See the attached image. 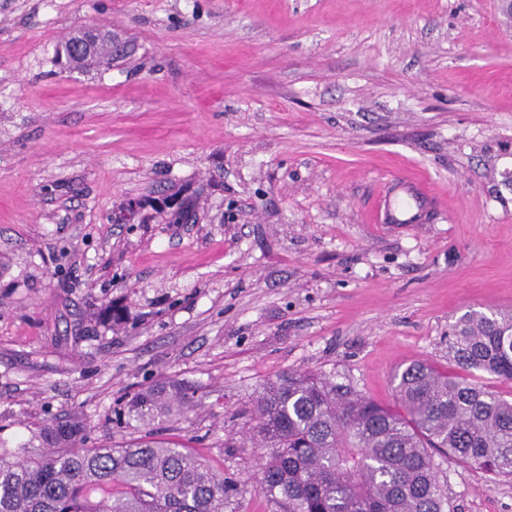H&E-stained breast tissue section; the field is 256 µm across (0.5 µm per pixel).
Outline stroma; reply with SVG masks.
Masks as SVG:
<instances>
[{
	"label": "stroma",
	"mask_w": 512,
	"mask_h": 512,
	"mask_svg": "<svg viewBox=\"0 0 512 512\" xmlns=\"http://www.w3.org/2000/svg\"><path fill=\"white\" fill-rule=\"evenodd\" d=\"M90 30L112 64L67 68ZM404 174L433 209L373 223ZM490 308L512 313L500 0H0V452L79 417L95 445L196 449L236 486L224 512H275L266 386L391 404L398 370L446 368L450 325ZM160 380L192 410L117 420ZM440 467L455 512H512V478Z\"/></svg>",
	"instance_id": "stroma-1"
}]
</instances>
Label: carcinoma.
<instances>
[{"instance_id":"cac0c4a2","label":"carcinoma","mask_w":512,"mask_h":512,"mask_svg":"<svg viewBox=\"0 0 512 512\" xmlns=\"http://www.w3.org/2000/svg\"><path fill=\"white\" fill-rule=\"evenodd\" d=\"M69 61L112 64L72 51ZM449 370L422 360L395 374V402L381 405L328 379L291 373L255 405L256 443L268 449L259 491L279 512H447L436 458L512 476V400L482 382L512 381V314L471 310L448 333ZM175 382L126 401L130 416L176 417L192 405ZM79 418L50 424L51 451L0 456V512H224L228 485L192 449L145 440L88 448Z\"/></svg>"}]
</instances>
